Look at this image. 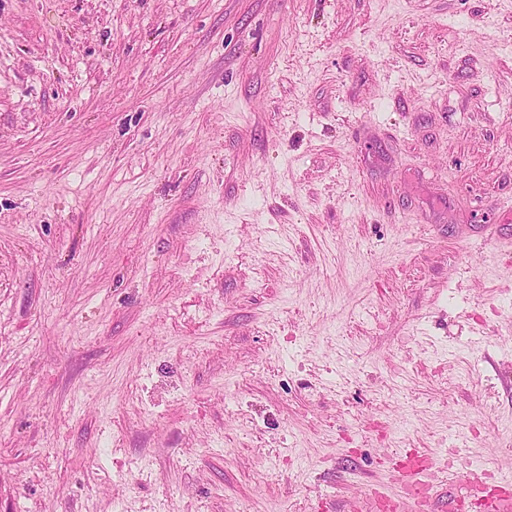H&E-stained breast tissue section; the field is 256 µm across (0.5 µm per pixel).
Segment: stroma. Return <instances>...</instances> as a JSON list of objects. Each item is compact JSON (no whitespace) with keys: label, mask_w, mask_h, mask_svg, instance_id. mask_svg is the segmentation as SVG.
I'll list each match as a JSON object with an SVG mask.
<instances>
[{"label":"stroma","mask_w":512,"mask_h":512,"mask_svg":"<svg viewBox=\"0 0 512 512\" xmlns=\"http://www.w3.org/2000/svg\"><path fill=\"white\" fill-rule=\"evenodd\" d=\"M512 471V0H0V512H329ZM433 464L426 455L406 452L395 470L400 474L401 495L390 500L393 512H425L433 498L431 484Z\"/></svg>","instance_id":"obj_1"}]
</instances>
